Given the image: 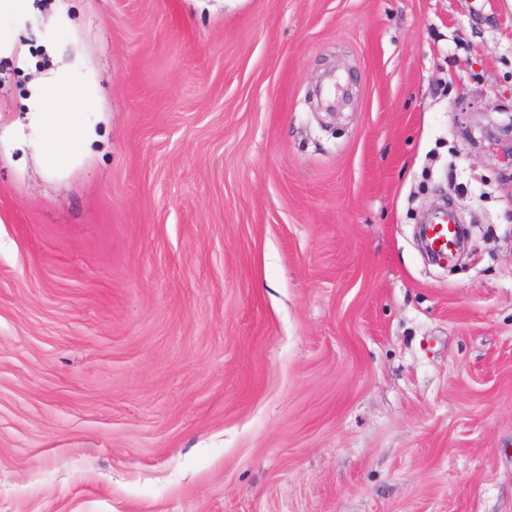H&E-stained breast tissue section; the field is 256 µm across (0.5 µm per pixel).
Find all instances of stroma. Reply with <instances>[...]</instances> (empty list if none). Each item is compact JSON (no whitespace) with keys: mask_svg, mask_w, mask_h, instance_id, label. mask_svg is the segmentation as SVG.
Instances as JSON below:
<instances>
[{"mask_svg":"<svg viewBox=\"0 0 512 512\" xmlns=\"http://www.w3.org/2000/svg\"><path fill=\"white\" fill-rule=\"evenodd\" d=\"M8 24L0 512H512V0ZM61 66L99 139L58 171ZM78 81L69 69H59L48 81L38 85L29 101L44 139V150L56 166L70 159L73 146L93 136L92 127L80 112Z\"/></svg>","mask_w":512,"mask_h":512,"instance_id":"35a3bbf8","label":"stroma"}]
</instances>
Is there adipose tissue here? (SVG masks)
I'll return each mask as SVG.
<instances>
[{
	"label": "adipose tissue",
	"instance_id": "adipose-tissue-1",
	"mask_svg": "<svg viewBox=\"0 0 512 512\" xmlns=\"http://www.w3.org/2000/svg\"><path fill=\"white\" fill-rule=\"evenodd\" d=\"M77 88L73 72L63 68L38 85L29 101V110L42 130L44 150L57 166L67 164L73 146L93 135L80 110Z\"/></svg>",
	"mask_w": 512,
	"mask_h": 512
}]
</instances>
